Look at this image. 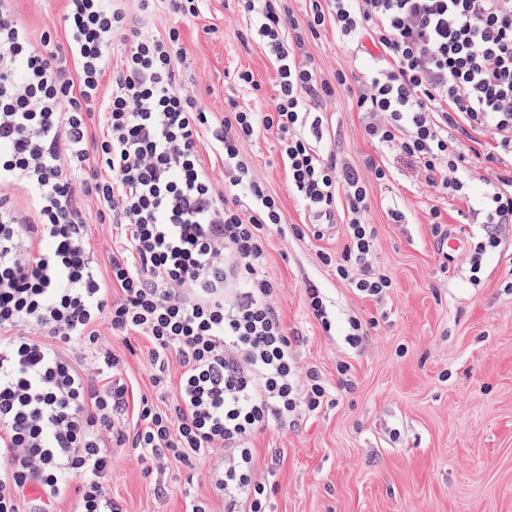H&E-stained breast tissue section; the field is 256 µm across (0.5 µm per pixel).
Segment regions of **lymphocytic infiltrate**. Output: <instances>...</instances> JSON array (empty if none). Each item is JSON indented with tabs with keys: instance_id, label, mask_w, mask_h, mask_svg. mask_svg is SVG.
Listing matches in <instances>:
<instances>
[{
	"instance_id": "f902f5d3",
	"label": "lymphocytic infiltrate",
	"mask_w": 512,
	"mask_h": 512,
	"mask_svg": "<svg viewBox=\"0 0 512 512\" xmlns=\"http://www.w3.org/2000/svg\"><path fill=\"white\" fill-rule=\"evenodd\" d=\"M137 2L132 17L118 0H67L60 26L36 41L0 0V512H54L68 494L72 512H124L107 486L118 449L149 471L223 455L207 478L224 512H264L253 438L315 414L330 391L300 370L273 304L270 235L301 229L253 177L245 143L275 133L313 223L344 215L337 278L376 300L392 286L359 174L382 182L391 171L372 157L356 168L323 143L339 89L354 91L364 137L412 161L420 184L463 197L479 176L484 223L512 224V0H308L301 16L288 0H239L277 62L278 95L262 112L229 101L220 116L180 80L181 28L205 0ZM160 9L171 24L157 33L148 20ZM328 28L371 58L365 76L329 79L315 65L308 47ZM485 135L494 152L476 149ZM91 201L121 239L102 260ZM103 322L149 341L161 390L132 415L126 362L102 342Z\"/></svg>"
}]
</instances>
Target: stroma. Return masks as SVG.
Masks as SVG:
<instances>
[{
  "label": "stroma",
  "instance_id": "35a3bbf8",
  "mask_svg": "<svg viewBox=\"0 0 512 512\" xmlns=\"http://www.w3.org/2000/svg\"><path fill=\"white\" fill-rule=\"evenodd\" d=\"M67 0H16L33 36L59 23ZM189 57L184 87L212 112L226 100L266 109L277 94V64L249 36V20L236 0H207L198 19L183 29ZM326 76L358 71L367 58L353 55L333 31L309 47ZM252 72L259 90L236 81ZM363 116L352 93L339 90L323 115V140L363 166L378 149L364 137ZM253 174L280 199L286 223L309 222L288 190V175L275 134L246 144ZM390 181H369V218L377 232L376 258L392 281L383 301L356 294L337 278L333 260L345 249L346 227L322 236L272 234L266 272L279 290L273 299L301 367L319 371L331 400L290 429H270L253 441L256 478L265 484L270 512H512V224L494 228L500 244L489 252L471 283L464 252L444 262L429 224L440 210L452 232L481 234L469 196L485 186L472 180L468 198L431 193L417 184L411 161L383 157ZM405 215L393 223L391 210ZM316 282L332 304L330 329L310 318L304 284ZM370 322L361 343L346 339L350 319ZM103 341L123 355L135 395H152L145 338L124 343L108 324ZM351 367V389L339 386L337 364ZM221 457L188 470L170 461L161 477L145 475L129 452H114L108 487L126 512H185L181 494L191 485L210 512L224 504L206 479ZM169 488L156 497L155 482Z\"/></svg>",
  "mask_w": 512,
  "mask_h": 512
}]
</instances>
